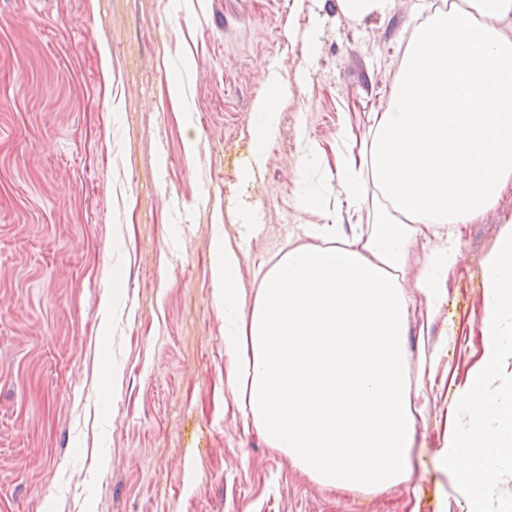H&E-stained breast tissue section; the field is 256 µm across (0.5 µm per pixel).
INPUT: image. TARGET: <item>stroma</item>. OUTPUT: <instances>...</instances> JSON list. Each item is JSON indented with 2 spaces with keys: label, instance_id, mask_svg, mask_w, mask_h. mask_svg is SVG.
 I'll return each mask as SVG.
<instances>
[{
  "label": "stroma",
  "instance_id": "obj_1",
  "mask_svg": "<svg viewBox=\"0 0 512 512\" xmlns=\"http://www.w3.org/2000/svg\"><path fill=\"white\" fill-rule=\"evenodd\" d=\"M435 3L353 20L338 0H0V512H467L438 452L481 360L512 184L436 228L461 256L432 319L410 307L423 410L410 471L380 491L325 486L244 427L212 263L216 238L239 245L247 316L261 271L315 245L337 161Z\"/></svg>",
  "mask_w": 512,
  "mask_h": 512
}]
</instances>
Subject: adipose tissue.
Listing matches in <instances>:
<instances>
[{
    "mask_svg": "<svg viewBox=\"0 0 512 512\" xmlns=\"http://www.w3.org/2000/svg\"><path fill=\"white\" fill-rule=\"evenodd\" d=\"M510 18L512 0H465L416 29L367 148L340 165L348 201L373 209L368 234L310 225L319 245L289 248L265 272L245 321L240 259L215 243L227 387L270 447L330 488L381 490L409 469L412 296L400 277L419 238L477 221L512 182V38L500 27ZM459 251L449 237L426 253L414 291L427 311Z\"/></svg>",
    "mask_w": 512,
    "mask_h": 512,
    "instance_id": "adipose-tissue-1",
    "label": "adipose tissue"
}]
</instances>
